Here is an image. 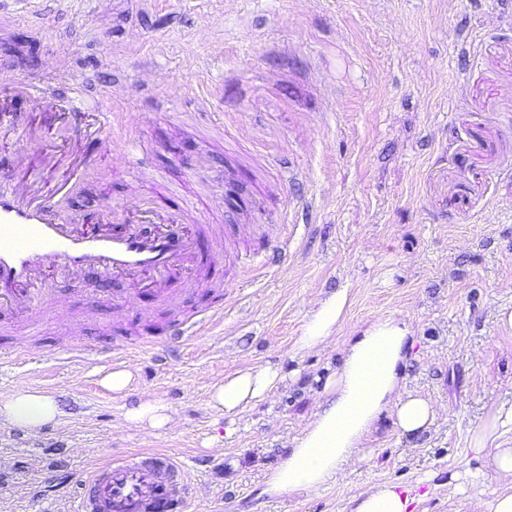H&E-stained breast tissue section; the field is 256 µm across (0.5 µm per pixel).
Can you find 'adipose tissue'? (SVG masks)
<instances>
[{
    "instance_id": "ef3b65f1",
    "label": "adipose tissue",
    "mask_w": 512,
    "mask_h": 512,
    "mask_svg": "<svg viewBox=\"0 0 512 512\" xmlns=\"http://www.w3.org/2000/svg\"><path fill=\"white\" fill-rule=\"evenodd\" d=\"M347 289L320 299L310 310L293 351L301 354L328 347L347 320ZM415 344L414 331L398 317L379 318L355 329L342 350L340 366L331 374L312 418L293 439L286 457L264 482L266 494H310L345 468L365 462L366 440L383 415H391L402 434L429 430L437 419L435 404L407 390L403 372ZM282 376L272 366L249 367L225 376L214 386L210 407L235 420L250 405L267 397ZM60 415L53 395L30 386L17 387L0 399V422L38 433ZM512 431V404L497 405L474 432L470 451L496 475L512 477V448L499 444ZM409 493L394 484H379L351 500V512H412Z\"/></svg>"
}]
</instances>
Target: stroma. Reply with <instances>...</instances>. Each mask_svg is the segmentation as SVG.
Returning a JSON list of instances; mask_svg holds the SVG:
<instances>
[{
    "instance_id": "stroma-1",
    "label": "stroma",
    "mask_w": 512,
    "mask_h": 512,
    "mask_svg": "<svg viewBox=\"0 0 512 512\" xmlns=\"http://www.w3.org/2000/svg\"><path fill=\"white\" fill-rule=\"evenodd\" d=\"M8 0L0 32V188L19 189L12 157L40 166V141L67 155L66 103L91 77L112 130L98 164L62 214L93 224L103 201L147 199L199 224L229 226L239 264L216 266L224 322L160 361L145 346L174 317L212 302L183 289L178 308L150 299L115 309L123 280L87 271L46 276L55 317L35 334L0 330V395L21 384L55 395L61 417L39 433L0 424V512H69L66 481L98 462L163 450L197 487L190 512H350L382 483L415 490L414 512H468L473 490L508 491L484 473L469 437L489 407L512 403V0ZM42 85L56 107L34 109L10 80ZM155 182L137 179V165ZM233 180L243 203H224ZM287 252V266L269 256ZM348 289L345 327L328 351L293 356L304 320ZM411 323L408 390L432 399L430 430L401 434L382 417L367 461L317 492L263 494L266 474L314 412L352 327L379 317ZM131 346L135 389L101 388L108 364L68 360L73 338ZM277 366L278 388L233 425L208 406L224 376ZM168 404L165 431L125 414L138 399ZM477 471L473 485L452 472Z\"/></svg>"
}]
</instances>
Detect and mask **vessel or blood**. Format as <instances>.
Listing matches in <instances>:
<instances>
[{"label":"vessel or blood","instance_id":"vessel-or-blood-1","mask_svg":"<svg viewBox=\"0 0 512 512\" xmlns=\"http://www.w3.org/2000/svg\"><path fill=\"white\" fill-rule=\"evenodd\" d=\"M70 124L75 133L94 126L96 133L110 127L108 114L88 104L81 90L68 101ZM206 239V261L234 264L237 256L218 228L195 227L193 234H172L170 224L158 225L143 236L138 225L123 220L121 209L103 205L96 230L69 228L50 197L24 192H0V312L22 308L29 320L45 315L47 295L43 271L73 274L97 267L105 278L125 280L131 293H153L157 301L177 308L179 294L173 286L183 270L196 269L195 245ZM224 320V296L196 320L181 319L171 328L175 336H197ZM65 351L71 360L95 364L116 361L129 349H95L72 340ZM69 496L74 512H188L193 483L180 460L165 451H151L97 463L72 485Z\"/></svg>","mask_w":512,"mask_h":512}]
</instances>
